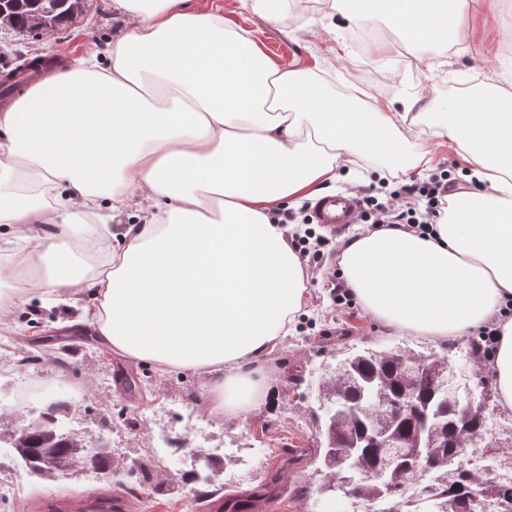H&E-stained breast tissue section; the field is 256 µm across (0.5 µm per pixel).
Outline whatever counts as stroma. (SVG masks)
<instances>
[{"label": "stroma", "mask_w": 512, "mask_h": 512, "mask_svg": "<svg viewBox=\"0 0 512 512\" xmlns=\"http://www.w3.org/2000/svg\"><path fill=\"white\" fill-rule=\"evenodd\" d=\"M348 5L349 0H339L333 14L322 0H292L289 14L274 22L241 0H188L189 8L220 13L226 25L248 31L274 64L312 71L322 93L345 101L352 98L347 83L353 80L380 106L421 112L434 123L441 119L436 106L456 96L481 103L501 90L512 93V0H498L494 11L471 14L469 38L433 46L430 69L414 66L401 47V35L383 19L374 25L384 29L385 41L394 43L390 54L363 59L354 51H340L346 30L339 12ZM128 24L113 0H84L72 21L51 35L0 28V75L35 57L59 60L66 68L93 48L100 60H107L109 47ZM426 151L433 155L432 166L417 173L396 170L381 156L366 157L362 166L389 178L394 190L413 176L425 181L444 170L457 174L465 168L464 160L447 147L420 138L406 144L407 156ZM332 282L325 272H313L306 311L297 316L285 345L263 359L272 391L268 401L243 417L226 419L209 415L204 375L162 372L114 356L102 360L101 344L81 319L91 297H84L80 306H64L31 291L15 306L11 328H0V340L12 346L11 352H0V428L19 423L17 394L62 383L69 391L68 428L91 443H105L112 457L108 476L94 485L85 483L78 471L34 480L22 468L0 465V484L25 489L18 497L1 496L0 512H29L50 497L82 498L101 491L121 496L126 512H209L207 499L195 495L188 473L198 455L221 449L218 480L229 495L251 489L292 449L316 447L322 419L317 385L347 349L398 347L415 355L435 354L450 358L461 373L480 375L487 387L485 413L492 422L485 438L491 449L481 460L490 476L511 471L512 410L499 407L486 363L471 358V337L447 343L389 328L359 304L337 305ZM191 413L205 416L206 429L189 425ZM162 433L176 441L157 456L152 441ZM143 462L152 465L151 474L140 470ZM326 481L316 461L288 470L273 512H337L342 505L349 512H375L355 499L342 503L322 498Z\"/></svg>", "instance_id": "35a3bbf8"}]
</instances>
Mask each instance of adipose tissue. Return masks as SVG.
Returning <instances> with one entry per match:
<instances>
[{"label": "adipose tissue", "instance_id": "adipose-tissue-1", "mask_svg": "<svg viewBox=\"0 0 512 512\" xmlns=\"http://www.w3.org/2000/svg\"><path fill=\"white\" fill-rule=\"evenodd\" d=\"M495 0H371L347 23L387 18L430 67L429 49L466 38L465 18ZM129 16L109 66L90 55L48 73L0 110V224L14 246L0 261V319L27 281L77 302L113 355L210 374L209 412L241 416L269 386L253 362L290 334L309 276L272 221L365 155H400L424 135L460 154L481 191L450 195L434 232L365 229L339 267L374 319L435 340L491 323L488 368L512 410V94L476 109L448 102L450 121L373 105L345 109L307 71L274 65L246 31L187 0H114ZM136 210L117 247L93 218Z\"/></svg>", "mask_w": 512, "mask_h": 512}]
</instances>
